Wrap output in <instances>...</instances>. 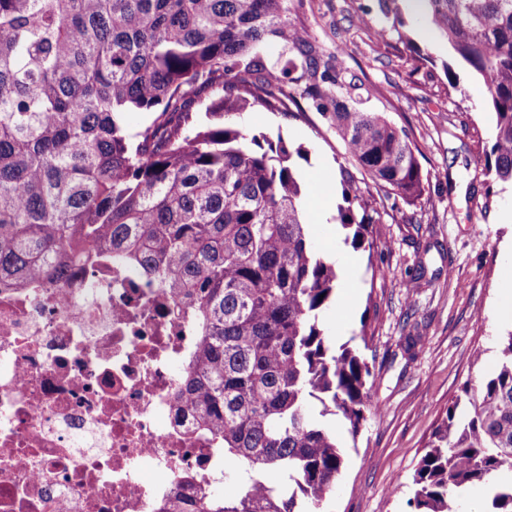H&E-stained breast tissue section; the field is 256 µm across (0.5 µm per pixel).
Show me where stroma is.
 <instances>
[{"instance_id":"stroma-1","label":"stroma","mask_w":512,"mask_h":512,"mask_svg":"<svg viewBox=\"0 0 512 512\" xmlns=\"http://www.w3.org/2000/svg\"><path fill=\"white\" fill-rule=\"evenodd\" d=\"M288 8L323 61L371 87L368 108L406 130L425 177L411 204L363 185L380 221L376 248H357L336 222L344 148L318 112L255 108L231 118L246 135L304 148L292 162L310 241L353 260L340 266L320 324L333 345L359 349L372 367L381 411L358 436L340 433L346 455L325 512H410L412 475L433 428L466 382L493 373L499 340L512 330V185L485 168L493 118L483 83L429 19L384 14L377 0H288ZM413 331L422 342L409 354Z\"/></svg>"}]
</instances>
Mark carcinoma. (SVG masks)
<instances>
[{"instance_id": "obj_1", "label": "carcinoma", "mask_w": 512, "mask_h": 512, "mask_svg": "<svg viewBox=\"0 0 512 512\" xmlns=\"http://www.w3.org/2000/svg\"><path fill=\"white\" fill-rule=\"evenodd\" d=\"M480 77L495 117L487 164L512 183V0H422ZM288 0H0V283L62 285L107 250L188 298L201 342L183 394L224 448V492L169 512H321L341 476L336 428L377 409L375 374L319 324L339 288L290 165L302 147L224 117L310 101L347 161L386 195L424 192L411 141L367 110L365 84L321 62ZM288 49L278 69L262 50ZM215 92L194 111L202 92ZM132 112L153 115L127 132ZM336 220L368 243L379 212L342 169ZM331 415L336 427L324 418ZM512 331L495 372L448 404L412 477V512H452L471 485L512 512ZM278 472L275 486L265 476Z\"/></svg>"}]
</instances>
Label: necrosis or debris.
Listing matches in <instances>:
<instances>
[{
  "label": "necrosis or debris",
  "instance_id": "necrosis-or-debris-1",
  "mask_svg": "<svg viewBox=\"0 0 512 512\" xmlns=\"http://www.w3.org/2000/svg\"><path fill=\"white\" fill-rule=\"evenodd\" d=\"M193 308L114 266L59 288L0 286V512H166L224 482L180 396Z\"/></svg>",
  "mask_w": 512,
  "mask_h": 512
}]
</instances>
